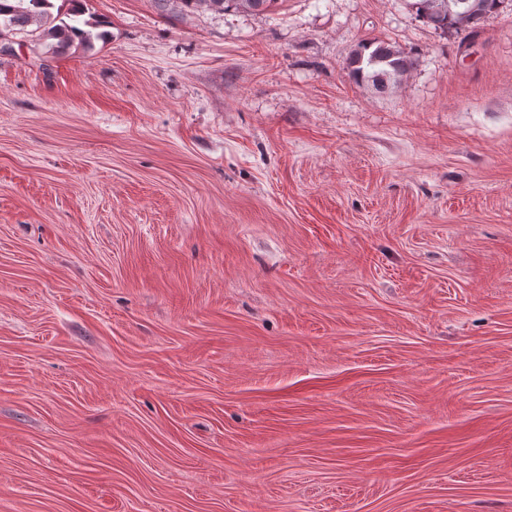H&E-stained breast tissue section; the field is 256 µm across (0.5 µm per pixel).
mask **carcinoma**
Returning a JSON list of instances; mask_svg holds the SVG:
<instances>
[{
	"label": "carcinoma",
	"instance_id": "cac0c4a2",
	"mask_svg": "<svg viewBox=\"0 0 512 512\" xmlns=\"http://www.w3.org/2000/svg\"><path fill=\"white\" fill-rule=\"evenodd\" d=\"M71 7L64 14H53V0H0V35L14 36L40 23L38 39L55 40L54 52L63 54L75 44H89L102 39L106 32L79 26L84 12L81 0H68ZM278 0H181L185 7L205 5L215 10L265 12ZM424 23L441 30L474 27L487 15L499 10L502 0H406ZM418 64L412 52L383 40L364 41L346 60L348 76L359 85L384 93L399 84Z\"/></svg>",
	"mask_w": 512,
	"mask_h": 512
}]
</instances>
